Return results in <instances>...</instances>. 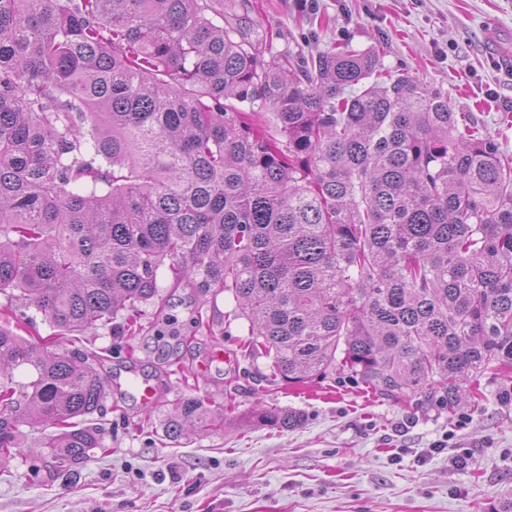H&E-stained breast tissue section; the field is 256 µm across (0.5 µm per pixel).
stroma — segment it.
<instances>
[{
	"instance_id": "35a3bbf8",
	"label": "stroma",
	"mask_w": 512,
	"mask_h": 512,
	"mask_svg": "<svg viewBox=\"0 0 512 512\" xmlns=\"http://www.w3.org/2000/svg\"><path fill=\"white\" fill-rule=\"evenodd\" d=\"M275 38L272 48L306 51L345 42L381 51L383 74L410 73L448 93L512 154V72L488 45L512 35V0H237ZM164 309L147 308L140 335L100 332L83 344L114 376L132 369L161 376L159 403L140 405L116 379L105 400L109 456L76 475H56L40 441L48 425L26 428L22 457L0 472V512H512V402L500 375L478 377L477 411L448 414L423 395L379 396L345 377L277 386L264 360L248 358L249 323L231 294L172 289ZM227 362L200 371L214 345ZM207 396L223 429L164 436L179 398ZM262 404L291 407L302 425L278 432L241 424ZM469 451L465 467L453 464Z\"/></svg>"
}]
</instances>
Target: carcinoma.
<instances>
[{"label": "carcinoma", "mask_w": 512, "mask_h": 512, "mask_svg": "<svg viewBox=\"0 0 512 512\" xmlns=\"http://www.w3.org/2000/svg\"><path fill=\"white\" fill-rule=\"evenodd\" d=\"M165 268L234 297L269 382L453 414L494 371L512 401V156L448 94L375 48L274 54L236 0H0V466L36 423L63 474L109 453L75 341L136 333ZM188 423L224 416L182 398L165 437Z\"/></svg>", "instance_id": "cac0c4a2"}]
</instances>
